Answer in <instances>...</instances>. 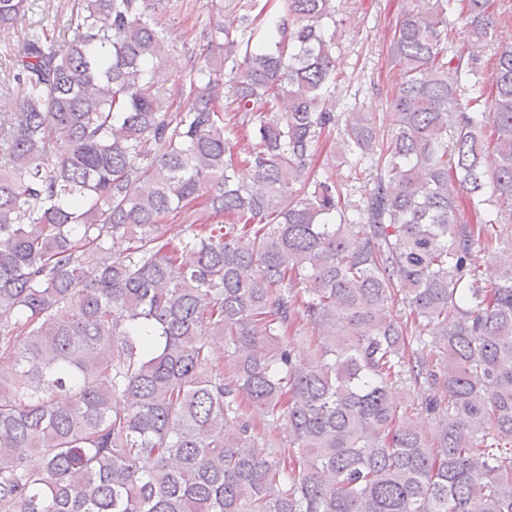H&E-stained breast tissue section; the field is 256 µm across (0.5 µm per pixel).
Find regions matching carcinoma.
<instances>
[{"instance_id":"cac0c4a2","label":"carcinoma","mask_w":512,"mask_h":512,"mask_svg":"<svg viewBox=\"0 0 512 512\" xmlns=\"http://www.w3.org/2000/svg\"><path fill=\"white\" fill-rule=\"evenodd\" d=\"M176 3L73 0L71 37L34 32L17 60L0 512H512V252L477 278L512 215V46L485 106L461 94L478 56L454 48L489 41L493 0H410L387 142L361 113L341 140L374 179L351 217L343 180L312 167L340 122L332 0H236L185 112L160 79ZM25 11L0 0V27ZM461 193L495 215L470 223ZM200 207L221 223L162 229ZM398 299L408 322L386 316ZM307 326L309 358L291 344ZM408 379L432 438L393 397ZM497 234L502 242L501 249L489 253H481L478 260L479 275L483 281L494 279L499 272L502 251L512 245V216L505 215L497 224Z\"/></svg>"}]
</instances>
